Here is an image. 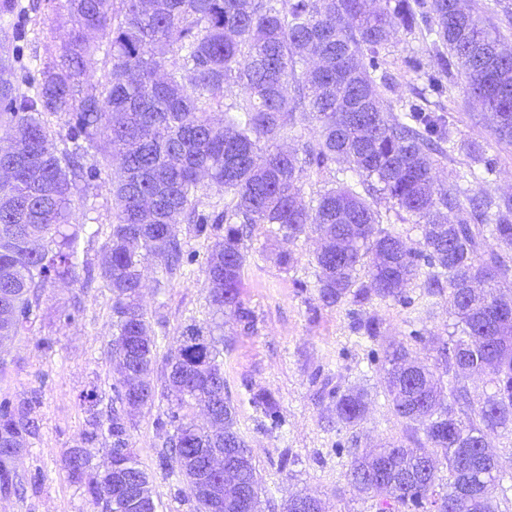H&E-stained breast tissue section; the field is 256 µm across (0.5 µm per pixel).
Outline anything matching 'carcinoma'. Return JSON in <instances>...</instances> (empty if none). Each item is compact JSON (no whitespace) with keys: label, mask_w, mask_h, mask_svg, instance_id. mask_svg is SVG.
Segmentation results:
<instances>
[{"label":"carcinoma","mask_w":512,"mask_h":512,"mask_svg":"<svg viewBox=\"0 0 512 512\" xmlns=\"http://www.w3.org/2000/svg\"><path fill=\"white\" fill-rule=\"evenodd\" d=\"M72 28L59 47H46L40 82L22 92L0 79V121L11 130L13 150L0 149V345L34 332L38 291L49 283L76 282L86 225L75 224V198L87 195L99 170L81 159L92 147L117 162L111 182L113 221L102 246L100 277L111 290V354L122 378L115 388L120 409L94 416L81 445L63 459L70 477L87 479L88 492L105 512H156L154 497L134 505L116 480L149 474L132 452L113 468L91 472L86 447L102 431L112 447H127L131 417L155 398L151 373L156 344L141 304L144 263L153 259L164 276L180 269L182 244L174 227L194 233L218 230L206 259L210 303L245 329L253 312L241 300L247 252L242 224H276L288 238L313 228L323 237L315 254L318 299L324 307L375 299L411 303L404 287L426 276L424 296L448 288L454 317L448 340L437 341L431 365L413 359L403 343L386 352L384 384L394 414L423 431L426 444L387 442L349 462V483L382 505L407 512H497L492 489L506 472L488 442L490 432L512 428V296L500 291L512 251V198L496 200L436 176L438 158L454 143L444 116L428 96L445 93V77L464 75L462 94L483 105L497 140L512 143V49L500 31L461 0H65ZM431 39L437 66L420 57L409 68L427 75L425 91L394 113L380 49L391 34ZM109 80L98 93L85 90L87 61L102 50ZM294 83L298 97H288ZM238 96L224 103V90ZM224 113L215 123L213 112ZM318 123V143L283 151L296 113ZM67 117L71 147L58 149L48 117ZM266 144L257 162L260 144ZM471 182L495 172L480 147L468 146ZM345 162L358 177L318 194L307 208L298 182L308 167ZM205 175L230 197L222 211L198 212L194 202ZM383 194L417 218L422 238L410 247L381 227L368 198ZM459 214L454 226L444 221ZM365 272V280L359 273ZM475 279L484 288L459 297ZM355 330L375 339L380 324L361 318ZM219 340L189 329L168 361L164 392L171 402L169 448L163 464L185 483L195 512H210L195 485L210 448L235 456L237 481L217 483L223 512H260L261 482L253 456L236 428V408L224 392ZM449 376L448 383L437 377ZM487 389L471 391V373ZM336 423L356 426L368 392L352 387L331 393ZM201 406L212 427L183 413ZM30 403L0 402V486L13 485V454L32 434ZM448 470L441 483L439 466Z\"/></svg>","instance_id":"cac0c4a2"}]
</instances>
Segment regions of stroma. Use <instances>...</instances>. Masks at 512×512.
I'll return each instance as SVG.
<instances>
[{
	"label": "stroma",
	"mask_w": 512,
	"mask_h": 512,
	"mask_svg": "<svg viewBox=\"0 0 512 512\" xmlns=\"http://www.w3.org/2000/svg\"><path fill=\"white\" fill-rule=\"evenodd\" d=\"M22 43L23 58L17 78L36 77L32 56H44L46 44L64 40L70 21L64 0H38ZM425 43L410 35H392L382 50L391 78L390 102L413 96L422 89L419 77L405 60L424 54ZM436 104L452 125L457 148L439 160L436 174L451 182L465 172L471 160L467 144L481 147L494 160L496 171L482 189L493 197L512 196V144L497 142L480 104L449 86ZM86 165L100 175L87 200L76 203V221L96 229L87 245V259L99 264L101 247L112 222L109 192L114 169L96 151ZM186 262L182 274L157 288L161 273L154 261L144 269L142 304L157 342L151 378L162 385L166 359L188 327L209 330L214 310L205 284V259L210 239L195 236L192 225L176 227ZM248 260L241 299L255 316L253 330L245 331L233 320L224 322V385L237 411L238 430L252 451L262 478V512H283L289 494L300 491L319 498L323 512H377L378 502L356 491L346 477L353 448H371L386 440L412 445L411 432L393 413L384 393L382 376L390 343L401 342L426 363L435 353L431 337H447L453 319L448 297L435 296L433 313L417 318V309L394 300L374 301L359 308L341 304L326 308L318 301L314 256L319 236L307 231L296 239L275 226H250L244 239ZM294 257L282 266L280 253ZM376 317L381 334L371 340L354 332L362 316ZM112 294L101 282L53 283L39 291L35 331L18 336L4 348L7 360L0 371V402L31 404L35 431L29 448L15 463L16 488L0 489V512H103L88 492L87 484L72 479L63 457L78 445L91 416H104L112 405L120 379L112 349ZM371 393L364 419L356 427H343L332 411L330 391L352 386ZM271 393L279 406V423H272L250 402V389ZM170 403L156 396L151 405L133 417L129 447L149 474L157 512H194L182 492V483L160 464L163 443L171 431Z\"/></svg>",
	"instance_id": "1"
}]
</instances>
